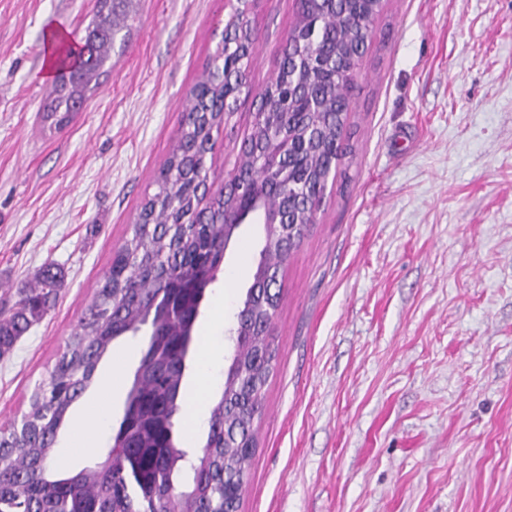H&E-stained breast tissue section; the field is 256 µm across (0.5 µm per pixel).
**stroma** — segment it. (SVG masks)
<instances>
[{"instance_id":"35a3bbf8","label":"stroma","mask_w":512,"mask_h":512,"mask_svg":"<svg viewBox=\"0 0 512 512\" xmlns=\"http://www.w3.org/2000/svg\"><path fill=\"white\" fill-rule=\"evenodd\" d=\"M95 0H0V294L47 263L55 308L0 358V426L63 350L131 233L222 39L224 0H131L112 69L44 127V31L80 38ZM296 0H256L248 92L207 165L232 172ZM342 159L281 272L275 366L239 512H512V0H384L353 81ZM264 236L243 225L201 302L185 406L217 396ZM122 337L57 454L90 461L143 353Z\"/></svg>"}]
</instances>
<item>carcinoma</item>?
Returning a JSON list of instances; mask_svg holds the SVG:
<instances>
[{
	"label": "carcinoma",
	"mask_w": 512,
	"mask_h": 512,
	"mask_svg": "<svg viewBox=\"0 0 512 512\" xmlns=\"http://www.w3.org/2000/svg\"><path fill=\"white\" fill-rule=\"evenodd\" d=\"M130 0H97L79 41L55 46L57 65L42 103L43 122L67 126L99 79L112 69V44ZM382 0H310L298 7L288 33L293 60L277 80L256 94L252 145L239 166L255 169L263 185L282 186L280 205L288 232L264 239L267 267L248 288L234 313L233 353L224 386L213 400L203 445L177 446L182 384L196 340L189 323L169 320L149 336L128 388L119 423L122 441L75 470L55 453L60 431L74 404L90 387L113 341L133 336L155 298L199 316L205 290L220 267L201 261L220 253L236 232L224 224L235 203L216 190L207 208H197L199 187L210 177L201 157L212 149L203 130L224 121V83L207 68L193 90L180 136L160 170L157 189L143 205L131 234L116 250L93 303L73 328L48 381L29 400L20 424L0 432V512H225L240 501L246 463L255 448L253 422L273 372L275 349L270 319L281 298L280 273L310 224L316 221L329 180L346 155L343 101L351 86L346 65L362 57L371 38L360 22L373 23ZM288 132L292 151L279 167L256 165L255 151L269 149L267 133ZM64 270L44 265L35 284L0 301V358L50 311Z\"/></svg>",
	"instance_id": "1"
}]
</instances>
